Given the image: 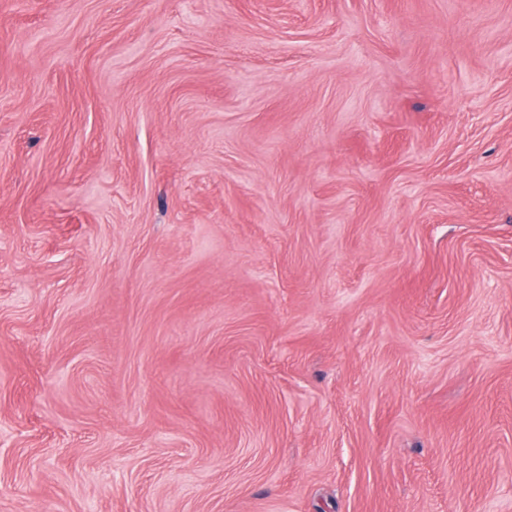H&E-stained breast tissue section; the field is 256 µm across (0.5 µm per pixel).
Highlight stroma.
Listing matches in <instances>:
<instances>
[{"label": "stroma", "mask_w": 512, "mask_h": 512, "mask_svg": "<svg viewBox=\"0 0 512 512\" xmlns=\"http://www.w3.org/2000/svg\"><path fill=\"white\" fill-rule=\"evenodd\" d=\"M0 512H512V0H0Z\"/></svg>", "instance_id": "1"}]
</instances>
